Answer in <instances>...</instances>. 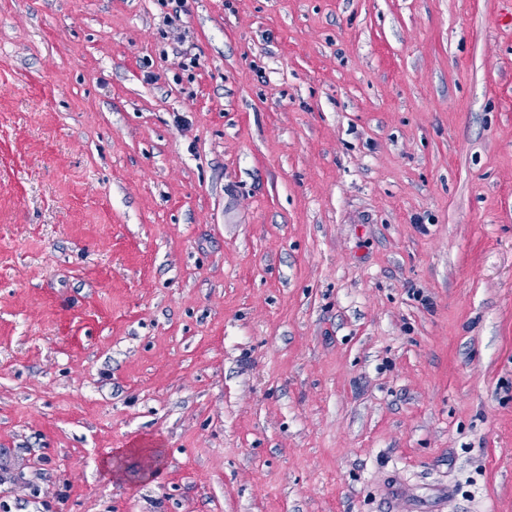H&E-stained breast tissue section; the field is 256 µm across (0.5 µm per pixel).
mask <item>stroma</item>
<instances>
[{"label":"stroma","mask_w":512,"mask_h":512,"mask_svg":"<svg viewBox=\"0 0 512 512\" xmlns=\"http://www.w3.org/2000/svg\"><path fill=\"white\" fill-rule=\"evenodd\" d=\"M0 512H512V0H0Z\"/></svg>","instance_id":"1"}]
</instances>
